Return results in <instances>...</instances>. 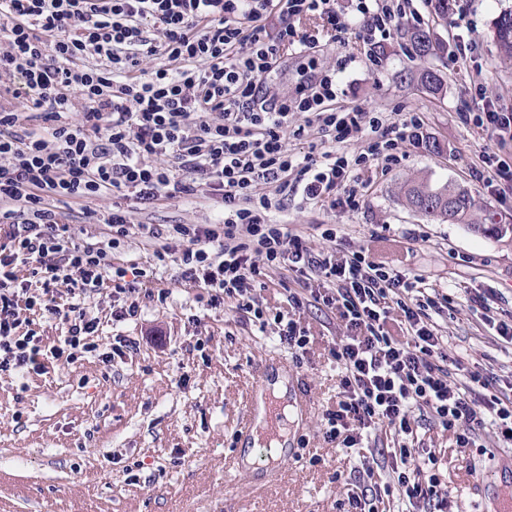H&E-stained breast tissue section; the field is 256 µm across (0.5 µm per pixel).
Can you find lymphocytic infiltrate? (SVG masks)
<instances>
[{
  "mask_svg": "<svg viewBox=\"0 0 512 512\" xmlns=\"http://www.w3.org/2000/svg\"><path fill=\"white\" fill-rule=\"evenodd\" d=\"M321 19L334 35L357 30L370 46L365 63L380 64L374 50L404 17L418 18L409 0H0V74L16 76L14 97L38 112L44 130L21 125L0 111V374H45L49 364L76 362L99 350L95 319L79 297L112 289L116 320L138 315L132 296L153 290L156 266L177 262L186 284L206 291L207 309L233 303L259 326L275 323L279 343L302 364L311 342L299 320L267 316L256 306L253 282L261 271L288 268L300 283L314 280L326 293L313 300L336 310L346 331L330 353L341 365V392L326 411L325 437L353 457L362 481L382 483L383 494L352 495L350 512H385L397 496L412 512H447L448 500L433 470L434 455L416 447V413L429 414L461 446L478 432L512 444V398L499 375L469 370L453 382L433 311L447 295L425 281L382 266L366 250L313 253L271 210L299 198L344 212L363 203L362 173L396 162L399 143H422L419 113L384 114L341 106L339 81L325 72L295 94L275 95L266 85L284 52L306 56L316 48L297 20ZM278 21L269 32V18ZM154 22L158 35H146ZM96 62L78 67L76 59ZM161 64L145 67L147 59ZM482 101L472 123L500 143L512 142V112ZM303 124H294L295 114ZM322 135L320 152L296 157L287 137ZM363 141L360 152L351 142ZM269 184L271 192L260 191ZM220 199L223 217L212 224L148 228L152 262L121 258L130 235L127 201L150 205L189 198L199 188ZM111 197L103 221L107 238L80 244L62 224L55 204ZM40 283L30 294L20 268ZM73 300L54 305L58 286ZM47 310L67 326L57 346L43 349L22 311ZM399 316L401 336L386 329ZM398 438L389 465L364 453L380 429Z\"/></svg>",
  "mask_w": 512,
  "mask_h": 512,
  "instance_id": "lymphocytic-infiltrate-1",
  "label": "lymphocytic infiltrate"
}]
</instances>
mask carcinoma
Returning <instances> with one entry per match:
<instances>
[{
  "label": "carcinoma",
  "mask_w": 512,
  "mask_h": 512,
  "mask_svg": "<svg viewBox=\"0 0 512 512\" xmlns=\"http://www.w3.org/2000/svg\"><path fill=\"white\" fill-rule=\"evenodd\" d=\"M405 35L419 54H434L430 31L413 28ZM494 39L501 63L512 67V10L498 17ZM418 83L433 97H440L445 92V81L435 70L420 73ZM398 200L402 206L431 221L464 224L474 233L497 240L512 238V224L501 223L497 212L479 204L467 188L451 181L433 182L427 177L409 179L400 186Z\"/></svg>",
  "instance_id": "1"
}]
</instances>
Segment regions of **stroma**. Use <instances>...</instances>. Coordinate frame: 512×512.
<instances>
[{
  "instance_id": "stroma-1",
  "label": "stroma",
  "mask_w": 512,
  "mask_h": 512,
  "mask_svg": "<svg viewBox=\"0 0 512 512\" xmlns=\"http://www.w3.org/2000/svg\"><path fill=\"white\" fill-rule=\"evenodd\" d=\"M473 60L447 67L457 29L420 5L423 28L432 30L445 52L419 58L400 38L391 39L378 69L362 63L365 47L356 32L331 40L312 19L299 28L318 34L313 58L284 55L267 78L272 92L294 93L313 70L340 68L345 106L381 112L406 108L422 113L428 146L402 143L399 162L374 175L358 211L289 201L272 211L317 253L335 242L320 227L333 224L354 248L374 261L423 276L451 307L436 315L449 358L471 369L512 375V346L493 336L467 291L496 288L500 318H512V241L472 233L461 224H436L402 207L398 184L411 175L455 181L512 223V187H488L475 177L484 154L500 149L495 138L468 120L473 86L483 83L489 99L512 110V70H504L494 41V23L512 9V0H464ZM440 70L445 96L421 91L412 77L424 68ZM439 152H432V145ZM108 197L59 205L75 241L96 242L108 233L101 219ZM222 209L206 193L197 198L134 205L131 224H208ZM154 288L169 289L165 301L140 298L137 317L112 318L109 289L81 302L98 322L100 355L50 367L46 374L0 375V512H344L357 487L344 451L323 436V414L334 408L338 368L328 344L344 327L334 310L310 303L300 320L314 342L299 373L311 405L288 426L287 452L279 472L262 469L226 473L224 461L240 456L246 444L239 428L253 390L252 371L263 358L283 355L272 333L260 332L234 308L205 310L201 289L180 279L176 264L156 271ZM292 274L281 269L258 276L254 295L267 309L287 310ZM130 342L123 359H101L116 337ZM418 436L436 457L448 512H501L512 499V445L488 436L477 446L459 447L455 434L422 420Z\"/></svg>"
}]
</instances>
